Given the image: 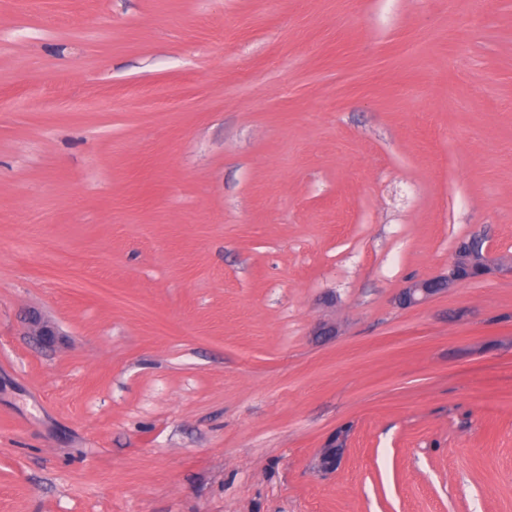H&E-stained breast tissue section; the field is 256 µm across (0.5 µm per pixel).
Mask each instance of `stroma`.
Returning <instances> with one entry per match:
<instances>
[{
    "mask_svg": "<svg viewBox=\"0 0 512 512\" xmlns=\"http://www.w3.org/2000/svg\"><path fill=\"white\" fill-rule=\"evenodd\" d=\"M473 237L512 0H0V512H512V275L396 302ZM348 432L339 430L324 448H321L317 469L322 473H332L341 464L343 455L347 447Z\"/></svg>",
    "mask_w": 512,
    "mask_h": 512,
    "instance_id": "obj_1",
    "label": "stroma"
}]
</instances>
